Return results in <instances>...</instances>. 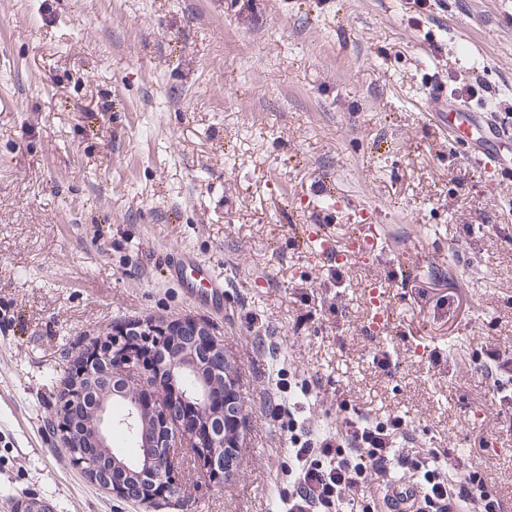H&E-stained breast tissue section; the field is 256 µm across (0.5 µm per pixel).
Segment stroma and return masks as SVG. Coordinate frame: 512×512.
I'll use <instances>...</instances> for the list:
<instances>
[{
	"instance_id": "35a3bbf8",
	"label": "stroma",
	"mask_w": 512,
	"mask_h": 512,
	"mask_svg": "<svg viewBox=\"0 0 512 512\" xmlns=\"http://www.w3.org/2000/svg\"><path fill=\"white\" fill-rule=\"evenodd\" d=\"M440 85L512 123V0H0V512H282L290 434L345 430L344 398L512 512V371L489 366L512 359V178L427 120ZM328 185L320 223L409 249V275L313 267ZM183 246L227 277L223 314L160 276ZM184 318L221 340L246 428L230 478L182 454L184 497L147 508L71 468L58 398L96 333Z\"/></svg>"
}]
</instances>
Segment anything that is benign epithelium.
Segmentation results:
<instances>
[{"instance_id": "benign-epithelium-1", "label": "benign epithelium", "mask_w": 512, "mask_h": 512, "mask_svg": "<svg viewBox=\"0 0 512 512\" xmlns=\"http://www.w3.org/2000/svg\"><path fill=\"white\" fill-rule=\"evenodd\" d=\"M195 340L188 345L182 335ZM191 364L201 379L203 395L190 398L180 388V375ZM61 395L57 431L72 465L99 487L117 498L128 497L123 482L112 478L118 463L112 436L117 430L134 433L152 428L144 446L157 455L160 467L140 471L126 468L145 481L138 501L146 505L171 494L182 493L176 478L178 449L189 444L208 473L209 480H224V451L229 437L224 433V406L214 398L224 387V349L210 328L194 320L156 324L130 320L96 337L92 347L75 360ZM152 392L150 410L143 395ZM125 403L120 414L112 403ZM191 401L199 409L198 424L190 426L172 412V402Z\"/></svg>"}]
</instances>
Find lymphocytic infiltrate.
<instances>
[{"mask_svg": "<svg viewBox=\"0 0 512 512\" xmlns=\"http://www.w3.org/2000/svg\"><path fill=\"white\" fill-rule=\"evenodd\" d=\"M414 441V429L404 417L382 422L368 412L360 413L339 438H292L301 468L288 484L287 512H374L368 475L383 486L396 470L420 486L430 512H455L461 506L471 512H504L479 473L449 480L439 451L415 447Z\"/></svg>", "mask_w": 512, "mask_h": 512, "instance_id": "1", "label": "lymphocytic infiltrate"}]
</instances>
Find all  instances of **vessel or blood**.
Segmentation results:
<instances>
[{
	"mask_svg": "<svg viewBox=\"0 0 512 512\" xmlns=\"http://www.w3.org/2000/svg\"><path fill=\"white\" fill-rule=\"evenodd\" d=\"M429 107L441 128L465 138L472 163L484 169L512 171V161L503 157L493 146L494 140L499 137L501 121L498 114L466 108L449 111L448 97L441 89L436 91ZM301 246L314 265L320 268L339 264L344 258L372 266L378 264L383 255L377 243L367 235L356 233L341 243L337 241L334 232L316 223L307 225ZM163 275L176 283L198 305L218 314L223 313L226 304L224 274L214 263L202 259L193 249L177 250L165 266ZM408 487L405 479H391L385 490L389 502L387 512H420L423 506L421 496H414L407 503L402 500L401 493Z\"/></svg>",
	"mask_w": 512,
	"mask_h": 512,
	"instance_id": "1",
	"label": "vessel or blood"
}]
</instances>
